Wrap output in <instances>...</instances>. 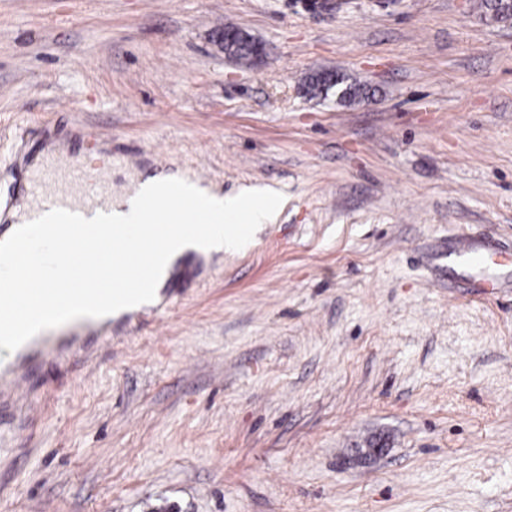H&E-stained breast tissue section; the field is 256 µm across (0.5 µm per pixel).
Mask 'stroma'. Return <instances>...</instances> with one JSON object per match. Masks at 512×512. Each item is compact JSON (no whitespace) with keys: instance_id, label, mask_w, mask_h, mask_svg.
Masks as SVG:
<instances>
[{"instance_id":"obj_1","label":"stroma","mask_w":512,"mask_h":512,"mask_svg":"<svg viewBox=\"0 0 512 512\" xmlns=\"http://www.w3.org/2000/svg\"><path fill=\"white\" fill-rule=\"evenodd\" d=\"M479 3L0 0V233L48 150L116 206L283 196L0 373V512H512V26ZM345 78L334 76L331 74H320L312 76L307 84V92L311 96L315 97L336 86V91L340 95V100L351 101L356 98L360 93V86L354 81V83L345 84ZM452 252V262L463 265H484L488 263V256L477 249L471 239L462 237L455 242Z\"/></svg>"}]
</instances>
